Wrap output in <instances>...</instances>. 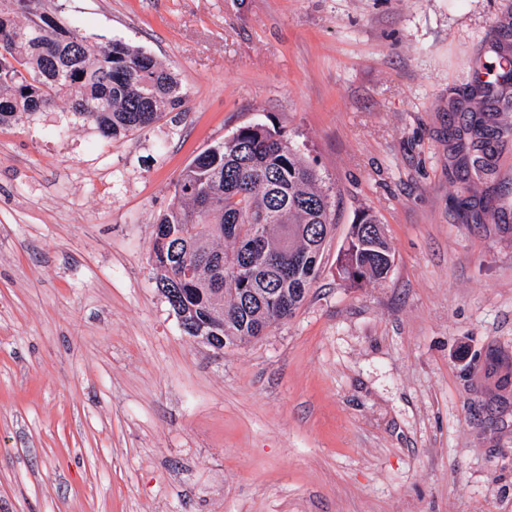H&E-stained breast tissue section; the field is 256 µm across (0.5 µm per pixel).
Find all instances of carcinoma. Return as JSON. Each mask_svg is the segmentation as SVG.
Returning <instances> with one entry per match:
<instances>
[{"mask_svg":"<svg viewBox=\"0 0 512 512\" xmlns=\"http://www.w3.org/2000/svg\"><path fill=\"white\" fill-rule=\"evenodd\" d=\"M47 11L45 0H0V127L62 101L105 138L154 123L183 103L176 75L121 41L90 42ZM473 172H491L501 131L482 118ZM154 239L158 288L183 331L222 349L263 334L291 316L316 278L331 231L329 195L288 140L261 124L200 153L183 169ZM394 254L377 219L351 225L339 270L351 286L387 276Z\"/></svg>","mask_w":512,"mask_h":512,"instance_id":"1","label":"carcinoma"}]
</instances>
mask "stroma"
<instances>
[{
    "label": "stroma",
    "instance_id": "obj_1",
    "mask_svg": "<svg viewBox=\"0 0 512 512\" xmlns=\"http://www.w3.org/2000/svg\"><path fill=\"white\" fill-rule=\"evenodd\" d=\"M174 72L107 139L0 128V512H512V109L465 169L470 96L512 100V0H63ZM259 123L332 201L319 275L266 335H186L153 266L186 165ZM395 255L350 287L362 212ZM472 115L469 129L474 132V138L471 140L467 149L469 152H474L472 160L473 172L476 176H486L491 172L490 158L493 157L494 149L493 142L500 137L501 131L489 127L481 117L473 119Z\"/></svg>",
    "mask_w": 512,
    "mask_h": 512
}]
</instances>
